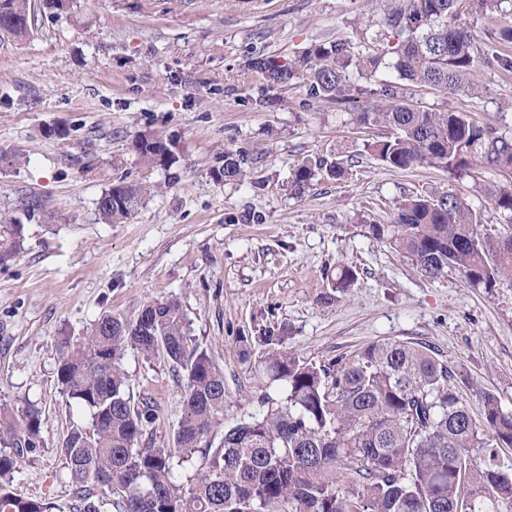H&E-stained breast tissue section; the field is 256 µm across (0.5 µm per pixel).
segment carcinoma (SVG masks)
I'll return each mask as SVG.
<instances>
[{
	"instance_id": "cac0c4a2",
	"label": "carcinoma",
	"mask_w": 512,
	"mask_h": 512,
	"mask_svg": "<svg viewBox=\"0 0 512 512\" xmlns=\"http://www.w3.org/2000/svg\"><path fill=\"white\" fill-rule=\"evenodd\" d=\"M502 0H400L384 14L394 44L358 59L342 39L314 43L296 58L256 57L249 67L282 84L308 75L307 97L346 103L358 88L354 67L379 72L380 101L354 113L359 128L382 126L383 139L366 142L387 167L441 168L469 174L473 166L512 176V130L480 125L462 112L408 104L404 86L441 93L480 92V66L512 70L496 47L512 44V23L500 22L486 51L468 18L496 13ZM35 11L30 0H0V40H23ZM129 149L159 166L172 163L168 143L141 135ZM248 158L224 153L218 179L242 182ZM324 170L341 177L337 159L301 163L292 184L300 192ZM149 188L120 181L97 201L99 219L121 223L144 204ZM495 210L512 217V180L484 186ZM480 212L462 195L438 192L396 201L390 224L369 233L436 278L459 270L474 288L490 290L512 279V235L479 232ZM24 225L0 222V264L14 259ZM268 347L264 374L279 394L264 393L259 410L224 422V371L194 342L174 299L144 302L132 318L106 312L88 334L62 342L57 379L62 392L91 415V428L70 427L61 446L71 512H512V465L499 449L512 448V412L497 396L482 398L483 425L450 383L448 364L429 349L379 340L348 359L317 365L286 350L273 329L259 336ZM160 357L183 381L181 416L171 437L156 432L158 406L135 396L122 364L127 349ZM221 444L213 447L216 436ZM41 414H20L0 402V512H53L43 499L24 498L11 483L21 462L40 446ZM200 456L194 475L179 481L176 469Z\"/></svg>"
}]
</instances>
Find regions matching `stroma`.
<instances>
[{"label": "stroma", "instance_id": "35a3bbf8", "mask_svg": "<svg viewBox=\"0 0 512 512\" xmlns=\"http://www.w3.org/2000/svg\"><path fill=\"white\" fill-rule=\"evenodd\" d=\"M390 0H70L37 13L30 35L0 41V215L24 226V249L0 266V399L35 405L42 445L13 486L68 512L60 447L88 411L57 382L63 337L77 339L105 312L134 317L148 299H177L190 334L224 370L225 421L258 409L261 349L240 337L275 330L281 347L327 364L378 340L430 349L451 383L481 411L490 392L512 410V279L492 292L459 271L429 279L370 235L396 199L453 190L481 209L482 233L512 232L478 185L428 166L398 170L364 149L380 128L356 129L353 105L308 101L307 78L274 84L248 59L291 58L343 39L367 54L366 31ZM479 95L410 86L413 104L512 128V71L482 67ZM159 134L169 166L147 165L131 140ZM251 158L244 182L216 174L227 151ZM340 158L347 178L320 173L295 193L292 170ZM151 186L122 224L102 223L97 201L112 183ZM354 284L335 287L341 266ZM134 394L159 406V430L180 417L182 382L162 359L127 350Z\"/></svg>", "mask_w": 512, "mask_h": 512}]
</instances>
